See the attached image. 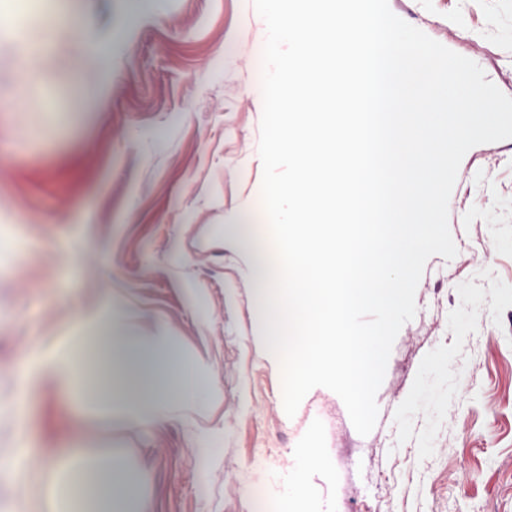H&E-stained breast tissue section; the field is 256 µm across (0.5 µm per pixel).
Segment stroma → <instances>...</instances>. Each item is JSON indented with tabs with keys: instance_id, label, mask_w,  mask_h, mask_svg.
I'll return each instance as SVG.
<instances>
[{
	"instance_id": "35a3bbf8",
	"label": "stroma",
	"mask_w": 512,
	"mask_h": 512,
	"mask_svg": "<svg viewBox=\"0 0 512 512\" xmlns=\"http://www.w3.org/2000/svg\"><path fill=\"white\" fill-rule=\"evenodd\" d=\"M388 2L512 96V0ZM60 22L107 60L97 86L80 53L41 54ZM28 37L25 59L0 45V461L22 423L32 447L82 454L76 470L30 468L56 494L29 512H73V485L114 455L133 479L112 512H284L302 494L315 512H512L511 143L464 156L449 201L462 250L427 261L376 395L394 415L362 436L324 387L287 416L224 241L228 218L262 203L253 0H50ZM109 325L159 337L163 414L137 408L133 373L88 356ZM40 347L79 371L31 386L21 412ZM182 366L204 399L181 388Z\"/></svg>"
}]
</instances>
